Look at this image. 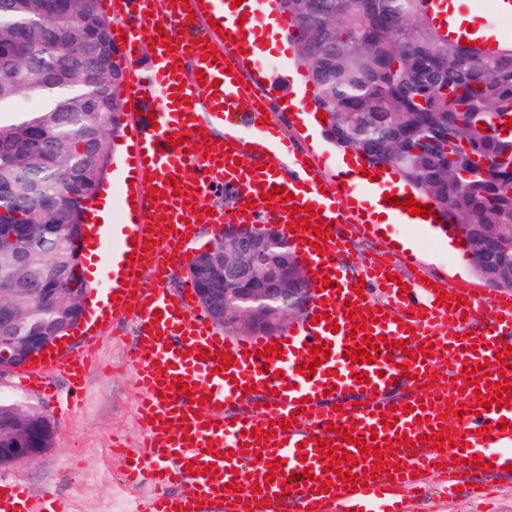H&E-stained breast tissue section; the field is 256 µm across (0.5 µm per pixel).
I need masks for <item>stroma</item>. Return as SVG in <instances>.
<instances>
[{"instance_id": "35a3bbf8", "label": "stroma", "mask_w": 512, "mask_h": 512, "mask_svg": "<svg viewBox=\"0 0 512 512\" xmlns=\"http://www.w3.org/2000/svg\"><path fill=\"white\" fill-rule=\"evenodd\" d=\"M297 52L293 41L269 49L261 96L270 109V121L281 125L299 150L318 157L324 175L330 177L341 169L339 147L326 137L309 134L294 113L282 105L283 98L291 96L297 87L304 89L305 100L315 95L305 68L298 63ZM341 232L349 236L356 254H374L388 262L395 259L394 241H411L424 271L443 287L486 285L467 253L449 249L447 236L428 234L420 225L393 223L387 225L384 235L371 238L346 225ZM103 333L98 360L88 369L80 392L82 405L68 417L43 395L16 387L15 369L0 367V399L43 411L54 425L51 448L31 463L0 470V475L23 484L35 497L65 499L70 512H136L151 492L146 485H122L118 480L122 461L112 454L113 438L131 441L140 431L137 390L131 372L124 366L135 330L130 321L116 317L104 324Z\"/></svg>"}]
</instances>
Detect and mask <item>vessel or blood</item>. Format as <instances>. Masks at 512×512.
I'll return each mask as SVG.
<instances>
[{
  "label": "vessel or blood",
  "instance_id": "b4317fda",
  "mask_svg": "<svg viewBox=\"0 0 512 512\" xmlns=\"http://www.w3.org/2000/svg\"><path fill=\"white\" fill-rule=\"evenodd\" d=\"M269 0H246L244 9H230L229 0H101V11L111 29L117 30L125 64L122 105L137 113H152V120L134 121L126 133L130 148L125 164L129 184L121 198V236L104 235L102 247L109 255L124 258L121 272L104 266L111 296L109 310L129 318L137 331L128 352V364L136 376L138 411L143 436L124 477L132 486L150 484L143 512H209L210 504L223 512H410V504L426 491L429 479H437L443 493L456 486L477 482L479 476L504 474L512 464V406L480 407L478 414L457 418L451 413L459 403L476 397L492 399L490 391L475 395L465 390L459 374L463 364H489L492 382L512 381V354L500 356L501 346L512 347V297L483 296L475 289L462 300H439L422 284L416 254L398 253L395 264L368 255L355 259L358 276L347 273L350 259L343 237L323 238L314 231H288L309 262L317 280L313 296L282 342L277 355H265L271 340L255 336L233 340L209 327L195 315L191 289L174 292L164 280L174 266L185 264L200 239L195 228L204 202L218 190L235 198L234 206L210 217L211 240L225 229L246 224H275L286 229L295 221L279 198L263 200V186H279L292 194L294 206L306 204L321 211L324 226L354 224L373 233L368 213L355 206L361 187L353 176L325 178L314 159L298 151L280 129L266 123L261 111H252L247 125L251 139L241 135L236 114L259 88L264 68L259 58L238 52L237 44L264 24ZM163 27L169 43H155V60L142 64L139 51L148 32ZM190 68H182V61ZM182 87L184 100L172 90ZM206 112L211 124H229L231 133L214 140L206 150L199 131L198 112ZM189 133L188 142L171 145L168 135ZM255 145L282 158L287 168L253 167L246 152ZM151 184L160 200H144L141 190ZM150 253L155 279L144 283L138 271L143 253ZM412 269L406 285L390 280L393 268ZM363 288V318L372 320L375 334L391 341L379 348L373 363L345 358L347 346L359 345L363 332H348L346 300L352 288ZM332 312L337 331H329L323 312ZM486 317L473 338L463 331L478 312ZM462 334L451 337L449 326ZM99 343L98 333H88L80 347L34 365L18 376L20 387L52 395V378L61 375L80 388ZM330 346L332 353L318 366L316 375L299 372L311 362V347ZM429 346L426 361L410 360V353ZM233 356L235 364L220 369V354ZM418 372L409 378L407 369ZM284 379H276L277 371ZM369 374L371 388H363L357 375ZM187 384L180 393L178 384ZM408 387L404 401L390 403L386 395L394 385ZM251 393H243V386ZM416 406L407 415V406ZM393 417L384 427L383 417ZM289 421L288 431L275 433L260 446L259 454L240 456L238 448L256 443V434L269 430L274 421ZM507 429H499L500 421ZM493 432H486V425ZM449 429L451 443L434 449L431 438ZM362 431L366 453L357 445L344 444L340 430ZM407 434L398 457L403 477L371 475L375 457L370 447H385L395 435ZM345 445L357 462L352 479L358 492L344 490L331 459L323 450L308 445V438ZM464 442L456 451L455 442ZM257 444V443H256ZM497 446L486 454L487 445ZM233 458H226V451ZM486 457L478 466L477 457ZM282 460L270 472L268 458ZM274 480L269 494L255 492L266 474ZM0 512H64L54 501H38L25 488L0 479Z\"/></svg>",
  "mask_w": 512,
  "mask_h": 512
}]
</instances>
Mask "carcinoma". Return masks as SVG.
Segmentation results:
<instances>
[{
	"mask_svg": "<svg viewBox=\"0 0 512 512\" xmlns=\"http://www.w3.org/2000/svg\"><path fill=\"white\" fill-rule=\"evenodd\" d=\"M280 0L299 43V64L327 113L325 136L370 166L395 170L430 198L468 241L475 269L512 288V45L466 50L432 24L427 0ZM0 285L11 318L0 321V356L13 340L54 336L77 324L47 298L86 290L78 240L87 202L124 129V65L100 0H0ZM58 62L68 84L46 81ZM485 124L479 129V124ZM52 446L46 415L0 401V448Z\"/></svg>",
	"mask_w": 512,
	"mask_h": 512,
	"instance_id": "carcinoma-1",
	"label": "carcinoma"
}]
</instances>
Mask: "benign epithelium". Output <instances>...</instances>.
Here are the masks:
<instances>
[{
    "mask_svg": "<svg viewBox=\"0 0 512 512\" xmlns=\"http://www.w3.org/2000/svg\"><path fill=\"white\" fill-rule=\"evenodd\" d=\"M294 246L273 225L237 234L233 258L221 261L212 254L206 269L207 287L198 289L197 301L208 319L234 335H275L287 330L313 294V282L301 259L288 262ZM224 297V306L216 298ZM44 449L0 448L16 465L36 459Z\"/></svg>",
    "mask_w": 512,
    "mask_h": 512,
    "instance_id": "benign-epithelium-1",
    "label": "benign epithelium"
}]
</instances>
